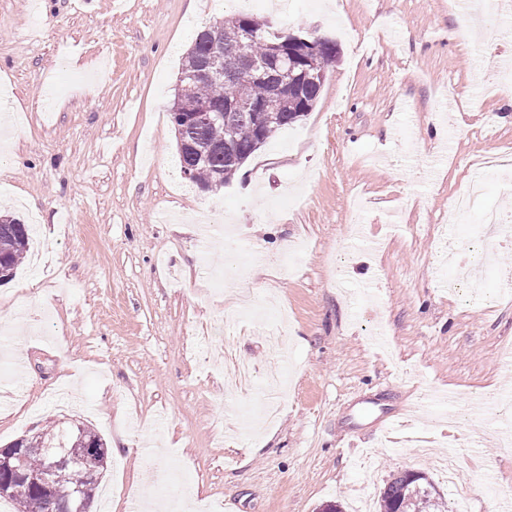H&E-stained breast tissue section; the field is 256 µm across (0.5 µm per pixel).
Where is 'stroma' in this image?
Wrapping results in <instances>:
<instances>
[{"label": "stroma", "instance_id": "obj_1", "mask_svg": "<svg viewBox=\"0 0 512 512\" xmlns=\"http://www.w3.org/2000/svg\"><path fill=\"white\" fill-rule=\"evenodd\" d=\"M241 12L336 41L338 57L313 109L208 192L180 169L169 109L184 32ZM459 14L449 0H0V212L30 224L33 248L0 283V315L27 328L0 332V446L96 429L99 512H128L146 486L170 512L188 497L351 512L355 491L377 497L407 470L452 504L397 440L424 428L454 437L471 512H499L512 446L472 399L512 390V243L477 291L448 287L438 254L480 252L484 209L512 214V175L470 164L512 148V79L489 65L512 58V36L498 0L478 34ZM231 267L275 314L229 308L214 280ZM278 332L279 419L241 432L210 350L263 367Z\"/></svg>", "mask_w": 512, "mask_h": 512}]
</instances>
